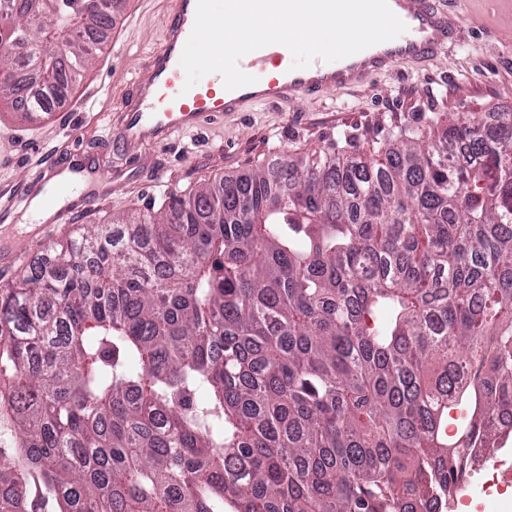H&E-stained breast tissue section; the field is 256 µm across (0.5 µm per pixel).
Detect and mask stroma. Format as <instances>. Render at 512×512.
I'll use <instances>...</instances> for the list:
<instances>
[{"label":"stroma","instance_id":"stroma-1","mask_svg":"<svg viewBox=\"0 0 512 512\" xmlns=\"http://www.w3.org/2000/svg\"><path fill=\"white\" fill-rule=\"evenodd\" d=\"M448 12L464 9L458 40L431 64L399 65L365 76L358 88L302 97L278 108L258 104L228 112L219 126L175 135L153 153V169L133 178L126 159L114 155L103 129L72 142L67 134L96 113L110 112L114 94L127 87L136 69L161 37L165 0H117L111 29L102 33L100 51L69 97L36 122L19 121L10 105L0 104V190L15 189L36 173L24 156L31 146L43 152L73 144L97 163L114 170L116 180L105 201L78 215L75 223L38 229L29 209L0 223V254L19 243L27 249L11 268L0 269V283L15 279L79 225L102 224L117 214L161 205L169 196L186 195L219 177L247 173L280 155L311 153L335 145L355 146L377 157L398 127L427 129L437 113L487 116L512 111V0H442ZM164 174L154 184L155 171Z\"/></svg>","mask_w":512,"mask_h":512}]
</instances>
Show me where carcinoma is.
I'll use <instances>...</instances> for the list:
<instances>
[{"mask_svg": "<svg viewBox=\"0 0 512 512\" xmlns=\"http://www.w3.org/2000/svg\"><path fill=\"white\" fill-rule=\"evenodd\" d=\"M31 122L112 0H6ZM67 38L64 63L43 55ZM512 112L85 224L0 285V512H425L512 433Z\"/></svg>", "mask_w": 512, "mask_h": 512, "instance_id": "obj_1", "label": "carcinoma"}]
</instances>
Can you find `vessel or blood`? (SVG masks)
Masks as SVG:
<instances>
[{
    "mask_svg": "<svg viewBox=\"0 0 512 512\" xmlns=\"http://www.w3.org/2000/svg\"><path fill=\"white\" fill-rule=\"evenodd\" d=\"M407 30L380 43V51L360 61L356 56L326 62L314 59L309 67L292 66V52L271 44L243 56L239 68L255 76L254 84L226 90L220 74L204 76L186 87L180 65L183 48L191 34L197 0H166L162 36L148 54L129 90L119 97L120 116L109 133L119 152L133 157L138 166L148 163L147 152L167 144L173 135L199 129L205 121L218 120L227 112H242L253 104L276 106L303 96L343 91L358 84L362 72L399 64H423L434 60L448 41L461 32L460 14L438 9L434 0H394ZM32 182L12 193L14 203L0 208V222L13 217L14 204L39 202L46 224H66L74 212L93 209L96 194H78L89 179L108 184L112 172L92 168L89 161L69 154L64 158L37 160Z\"/></svg>",
    "mask_w": 512,
    "mask_h": 512,
    "instance_id": "vessel-or-blood-1",
    "label": "vessel or blood"
}]
</instances>
